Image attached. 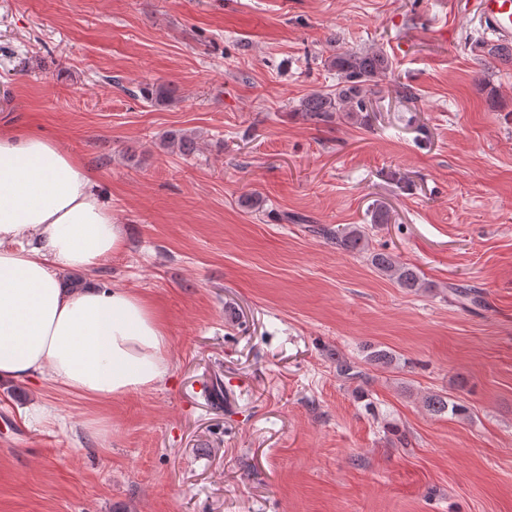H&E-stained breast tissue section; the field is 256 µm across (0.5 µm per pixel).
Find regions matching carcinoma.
Segmentation results:
<instances>
[{"mask_svg": "<svg viewBox=\"0 0 512 512\" xmlns=\"http://www.w3.org/2000/svg\"><path fill=\"white\" fill-rule=\"evenodd\" d=\"M478 48L490 58L512 60L510 45L480 42ZM325 64L329 70L336 72V88L315 91L302 99L299 105L304 120L314 125L330 122L338 112L352 120L360 113L369 111L366 86L387 76L391 68L388 57L375 50L337 51L325 60ZM140 94L157 105H170L177 100L174 89L167 84L147 85L140 89ZM312 232L336 241V246L349 252L362 253L368 247L365 232L356 226L336 232L327 227H315ZM371 264L380 272L395 278L402 288L418 290L426 287L416 268L399 265L386 253L371 255ZM449 293L453 300L461 304L469 302L478 305L481 302L478 291L473 288L452 287ZM336 373L348 381L364 378L358 366L339 357L336 358Z\"/></svg>", "mask_w": 512, "mask_h": 512, "instance_id": "carcinoma-1", "label": "carcinoma"}]
</instances>
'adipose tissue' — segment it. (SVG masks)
<instances>
[{
	"label": "adipose tissue",
	"instance_id": "ef3b65f1",
	"mask_svg": "<svg viewBox=\"0 0 512 512\" xmlns=\"http://www.w3.org/2000/svg\"><path fill=\"white\" fill-rule=\"evenodd\" d=\"M124 243L85 166L48 136L0 126V380L49 378L109 400L168 377L167 328L150 302L59 284Z\"/></svg>",
	"mask_w": 512,
	"mask_h": 512
}]
</instances>
